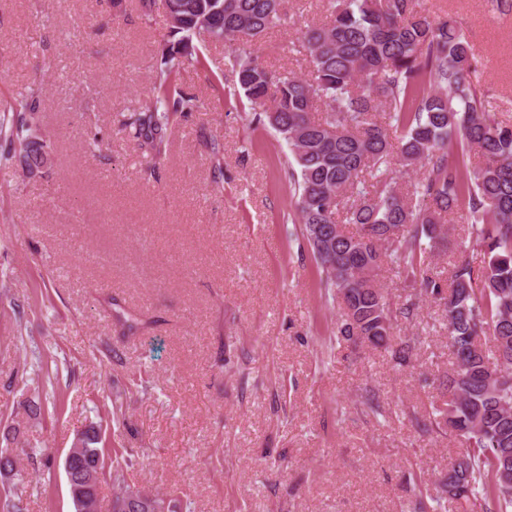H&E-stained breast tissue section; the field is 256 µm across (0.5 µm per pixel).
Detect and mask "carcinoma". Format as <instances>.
I'll return each instance as SVG.
<instances>
[{"instance_id": "1", "label": "carcinoma", "mask_w": 512, "mask_h": 512, "mask_svg": "<svg viewBox=\"0 0 512 512\" xmlns=\"http://www.w3.org/2000/svg\"><path fill=\"white\" fill-rule=\"evenodd\" d=\"M330 22L301 32L312 79L277 76L258 62V40L286 23L283 0H170L176 41L164 46L151 95L130 113L124 130L148 168L167 153L178 116L197 110L182 90L181 71L202 66L194 39L228 41L254 128H272L288 146L286 174L302 236L325 296L338 303L336 342H367L388 350L399 367L411 364L417 340L390 343L396 308L376 279L390 267L405 287L439 308L453 362L442 382L447 399L420 431L451 432L468 446L436 478L432 494L421 473H411L420 512L467 510L482 500L495 512L512 509V125L486 111L474 83L475 56L455 20L416 10L415 0H327ZM41 83L33 81L0 103V140L10 149L0 163L32 171L47 160L39 135ZM322 111L315 120L312 113ZM388 113L387 129L377 113ZM477 151L473 170L461 158ZM212 182L223 187V147L211 144ZM466 211L465 249L489 255L480 271L456 263L449 287L428 274V255L447 247L448 218ZM356 224L357 234L343 225ZM493 331L494 353L478 342ZM74 452L78 468L70 492L83 510L104 483L118 488L112 512H174L171 502L144 494L119 507L130 493L133 466L126 451L106 447L103 425L82 432Z\"/></svg>"}]
</instances>
